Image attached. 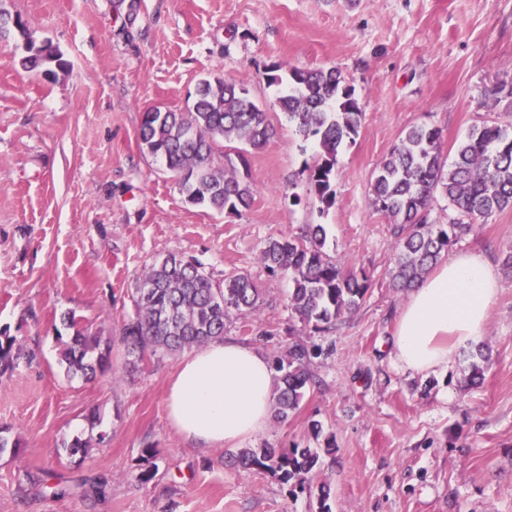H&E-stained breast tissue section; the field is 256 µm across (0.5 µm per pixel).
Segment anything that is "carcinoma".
I'll return each instance as SVG.
<instances>
[{
	"instance_id": "1",
	"label": "carcinoma",
	"mask_w": 512,
	"mask_h": 512,
	"mask_svg": "<svg viewBox=\"0 0 512 512\" xmlns=\"http://www.w3.org/2000/svg\"><path fill=\"white\" fill-rule=\"evenodd\" d=\"M26 29L20 16L0 12V40L15 31L23 35ZM25 51L21 63L27 69L46 76L67 69L61 53L49 43L28 42ZM262 78L269 86L287 89L277 100L280 111L304 140L315 144V156L305 170L309 192L325 214L336 204L339 149L354 140L364 119L355 89L334 67L299 69L279 63L266 68ZM272 132L267 112L245 85L215 77L200 83L188 111L144 113L138 138L150 154L163 159L186 202L241 216L251 208L256 194L245 173L246 147L262 146ZM226 143L232 147L224 148ZM438 192L456 210L458 221H431V202ZM368 200L374 212L399 226L392 286L416 288L458 237L512 207V129L494 121L473 129L458 145L456 159L448 167L441 132L413 127L379 163ZM325 239L323 225L307 224L298 235L269 238L259 257L269 273L288 277L290 309L301 323L318 331L331 329L338 319L356 310L371 288L365 272L327 255ZM133 301L134 312L124 319L119 339L127 365L137 370L147 356L159 359L224 338L231 313L256 311L260 292L245 274L226 277L224 287H216L197 260L170 253L144 273ZM64 322L73 335L62 344L59 364L66 376L90 380L108 361L111 341L87 335L72 315ZM15 342L16 337L0 331V374L14 369L20 359ZM312 355L304 339L298 338L285 355L274 357L275 421L283 422L295 413L314 386ZM153 458L149 444L140 458L143 483L153 477ZM230 459L244 469L267 471L303 492L311 489L320 455L315 448L278 451L266 446L242 448L230 454ZM53 495L99 499L106 496V482L88 488L57 485Z\"/></svg>"
}]
</instances>
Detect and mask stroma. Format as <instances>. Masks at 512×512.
Here are the masks:
<instances>
[{
    "label": "stroma",
    "instance_id": "1",
    "mask_svg": "<svg viewBox=\"0 0 512 512\" xmlns=\"http://www.w3.org/2000/svg\"><path fill=\"white\" fill-rule=\"evenodd\" d=\"M29 38L68 63L47 77L24 70V40L0 43V330L21 357L0 375V428L17 451L0 454V512H512V208L448 249L482 254L500 291L482 337L484 380L466 381L474 346L447 371L397 369L389 356L407 294L389 286L394 226L368 204L374 171L413 125L439 129L443 154L488 121L512 125V0H0ZM275 63L342 71L365 113L337 156L336 205L320 214L302 169L314 149L280 112L264 70ZM245 85L276 134L249 149L253 207L243 216L186 203L162 162L142 149L144 112L185 111L201 80ZM299 194L300 205L289 203ZM324 225L325 250L365 270L364 302L318 332L288 306L287 277L259 261L268 238ZM170 253L199 260L213 283L249 275L256 313L232 314L225 338L273 357L304 338L319 346V383L286 423L269 422L250 448L322 449L316 489L222 465L221 449L183 441L166 389L168 356L129 371L116 338L145 270ZM75 314L113 337L92 380L58 363ZM97 413L100 424L89 421ZM320 422L314 433L312 422ZM92 440L69 456L74 437ZM157 451L140 483L142 448ZM107 478L105 499L58 498Z\"/></svg>",
    "mask_w": 512,
    "mask_h": 512
}]
</instances>
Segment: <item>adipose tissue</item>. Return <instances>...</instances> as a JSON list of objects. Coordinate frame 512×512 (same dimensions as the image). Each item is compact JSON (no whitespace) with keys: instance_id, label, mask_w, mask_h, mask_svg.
<instances>
[{"instance_id":"1","label":"adipose tissue","mask_w":512,"mask_h":512,"mask_svg":"<svg viewBox=\"0 0 512 512\" xmlns=\"http://www.w3.org/2000/svg\"><path fill=\"white\" fill-rule=\"evenodd\" d=\"M499 289L481 255L461 253L414 289L399 316L391 359L416 373L447 370L461 346L484 336ZM267 358L232 340H213L187 355L172 377L168 417L184 441L220 448L263 432L272 411Z\"/></svg>"}]
</instances>
